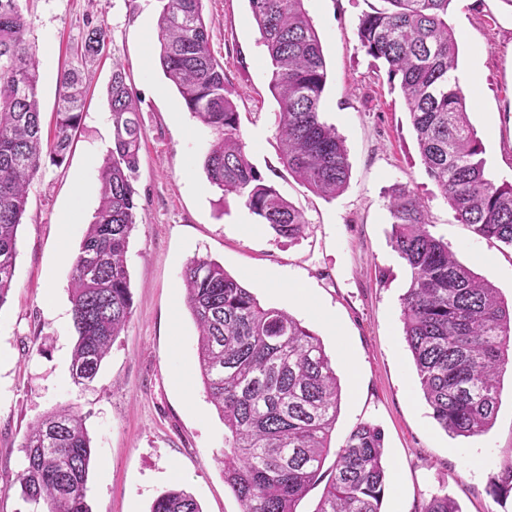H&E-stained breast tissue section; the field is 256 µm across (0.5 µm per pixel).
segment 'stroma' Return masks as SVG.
Here are the masks:
<instances>
[{
  "label": "stroma",
  "mask_w": 512,
  "mask_h": 512,
  "mask_svg": "<svg viewBox=\"0 0 512 512\" xmlns=\"http://www.w3.org/2000/svg\"><path fill=\"white\" fill-rule=\"evenodd\" d=\"M378 4L304 0L327 67L324 117L343 138L351 167L348 188L326 199L299 184L279 158L271 63L246 0H204L211 49L224 67L249 159L307 221L301 237L288 239L208 182L202 158L212 136L160 67L158 0H29L44 130L55 122L57 74L76 65L89 25H104L107 41L82 70L89 96L70 154L62 165L44 163L29 190L13 288L0 306V512H34L16 481L26 464L21 444L30 425L63 407L84 416L91 438L92 512H149L173 487L190 493L202 512H240L224 483V424L204 392L197 327L185 304L182 271L194 257L223 265L261 304L290 309L318 335L343 387L332 449L362 422L384 436L382 512H422L437 493L453 497L463 512H512V495L494 493L512 471V372L503 376L500 407L486 434L453 438L432 418L403 336L400 297L410 271L390 244L387 193L403 184L424 197L434 234L509 303L512 248L457 222L428 176L399 87L358 41L360 17ZM448 23L467 44L459 52L460 72L480 66L477 88L465 96L487 165L498 181L511 182L512 6L451 0ZM117 64L139 102L142 128L137 225L127 252L133 315L94 382L83 387L70 372L76 342L70 258L98 206V168L112 146L106 90ZM78 186L84 214L64 241L59 224ZM247 224L253 233L244 232ZM256 269L307 288L335 315L341 335L248 278ZM343 348L356 365V381L342 365Z\"/></svg>",
  "instance_id": "35a3bbf8"
}]
</instances>
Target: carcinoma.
<instances>
[{
	"label": "carcinoma",
	"mask_w": 512,
	"mask_h": 512,
	"mask_svg": "<svg viewBox=\"0 0 512 512\" xmlns=\"http://www.w3.org/2000/svg\"><path fill=\"white\" fill-rule=\"evenodd\" d=\"M23 0H0V306L15 275L17 231L44 155L60 165L84 110L77 68L58 80L53 139L42 142L36 49ZM159 63L188 112L210 130L203 159L209 183L236 196L276 235L300 236L303 213L251 163L239 112L226 93L203 0H159ZM272 65L269 88L278 103L280 160L311 191L333 198L350 180L335 127L321 118L328 81L322 45L303 0H247ZM359 18L360 46L387 66L416 133L422 164L456 220L484 239L512 248V182H497L469 119L456 75L459 47L448 24L451 0H383ZM103 25L77 51L97 57ZM113 142L99 168V205L71 260V313L77 339L71 374L94 381L133 314L126 265L138 208L134 186L141 142L138 101L120 66L107 89ZM391 244L410 270L401 319L432 418L449 435L477 437L496 418L501 374L512 351V304L488 279L461 263L431 231L424 199L403 185L387 195ZM198 334V360L209 401L224 422V484L240 512H297L322 478L341 400V384L320 338L284 309L268 307L220 264L190 259L182 274ZM16 481L43 512H91L87 482L91 441L84 419L63 410L35 422L21 446ZM381 430L357 424L336 453L315 512H381L387 470ZM150 512H202L179 488L159 495ZM423 512H461L433 494Z\"/></svg>",
	"instance_id": "cac0c4a2"
}]
</instances>
